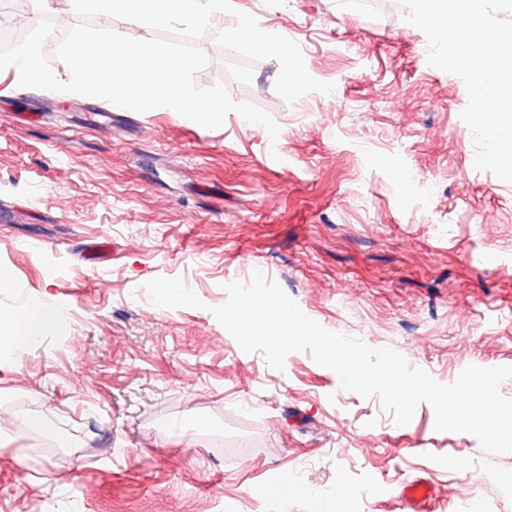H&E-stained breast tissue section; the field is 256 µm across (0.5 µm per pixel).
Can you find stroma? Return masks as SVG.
<instances>
[{"label": "stroma", "mask_w": 512, "mask_h": 512, "mask_svg": "<svg viewBox=\"0 0 512 512\" xmlns=\"http://www.w3.org/2000/svg\"><path fill=\"white\" fill-rule=\"evenodd\" d=\"M231 3L334 86L286 103L272 59L230 80L214 34L234 11L213 16L195 84L267 111L275 143L235 112L209 129L0 71V313L32 298L66 313L24 360L0 356V512H318L314 490L341 512H407L416 477L435 512H512V452L436 431L426 403L396 425L310 352L273 370L212 314L225 279L259 269L325 329L440 383L512 366V183L474 166L463 81L428 64L403 8ZM97 242L109 251L89 255ZM159 276L202 307L129 302ZM288 471L303 493L253 497ZM435 496V488L424 478L406 483L400 497L410 512H426Z\"/></svg>", "instance_id": "1"}]
</instances>
